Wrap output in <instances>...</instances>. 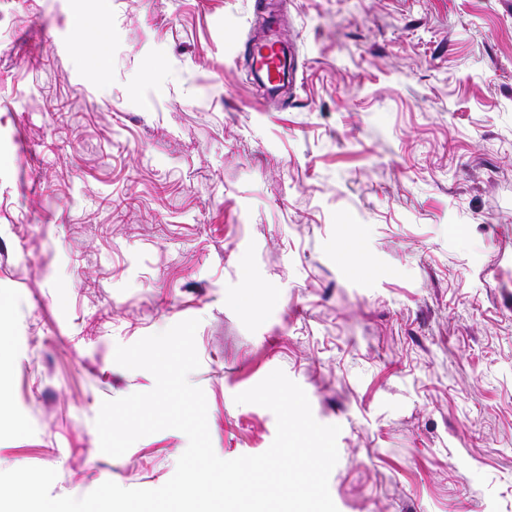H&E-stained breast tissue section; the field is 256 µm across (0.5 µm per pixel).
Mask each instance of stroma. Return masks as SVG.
I'll list each match as a JSON object with an SVG mask.
<instances>
[{
  "mask_svg": "<svg viewBox=\"0 0 512 512\" xmlns=\"http://www.w3.org/2000/svg\"><path fill=\"white\" fill-rule=\"evenodd\" d=\"M251 3L0 0V471L163 486L185 434L95 420L155 385L117 346L195 318L219 458L280 369L338 512H512V0H274L284 106Z\"/></svg>",
  "mask_w": 512,
  "mask_h": 512,
  "instance_id": "35a3bbf8",
  "label": "stroma"
}]
</instances>
